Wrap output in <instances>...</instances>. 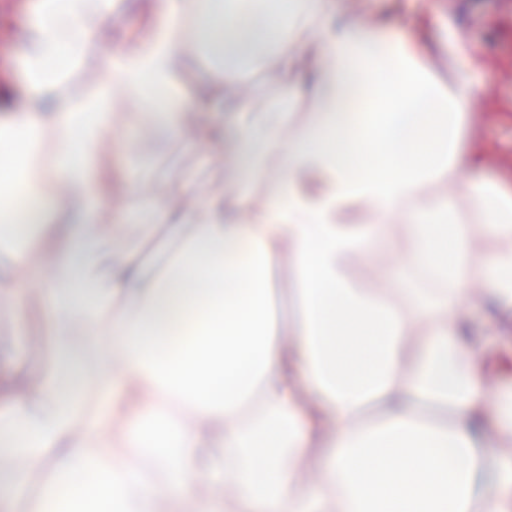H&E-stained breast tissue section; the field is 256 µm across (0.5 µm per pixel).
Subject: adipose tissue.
<instances>
[{"label":"adipose tissue","instance_id":"obj_1","mask_svg":"<svg viewBox=\"0 0 512 512\" xmlns=\"http://www.w3.org/2000/svg\"><path fill=\"white\" fill-rule=\"evenodd\" d=\"M135 2L155 22L133 42L106 30L113 0H38L19 34L25 91L0 108V132H25L27 159L51 138L56 163L40 177L19 168L16 190L0 189V214L16 193L38 204L26 248H0V308L45 302L56 355L49 369L0 378V486L30 496L31 512H223L229 482L252 512H512V458L482 448L512 438V388L485 421L491 375L458 313L466 227L448 197H423L436 170L484 163L461 130L479 93L476 52L457 46L463 64L448 86L426 22L412 16L402 36L335 0H260L251 14L241 0ZM188 20L199 48L235 66L276 45L301 90L262 109L235 100L232 137L200 125L214 99L182 82ZM57 61L94 72V93L36 75ZM118 86L129 128L218 153L237 174L234 197L203 191L191 173L151 187L132 152L126 202L112 228L98 224L112 189L97 153L109 147ZM166 89L177 105L142 113L147 92ZM460 193L492 234L512 237L511 186L476 179ZM402 207L410 262L448 283L415 347L400 312L343 276ZM285 254L305 305L286 341L270 306ZM482 276L486 303L511 309L512 248L493 252ZM258 383L266 410L247 422ZM423 401L450 406L452 425L418 422ZM371 402L382 422L356 429ZM314 441L322 475L309 483L293 463Z\"/></svg>","mask_w":512,"mask_h":512}]
</instances>
